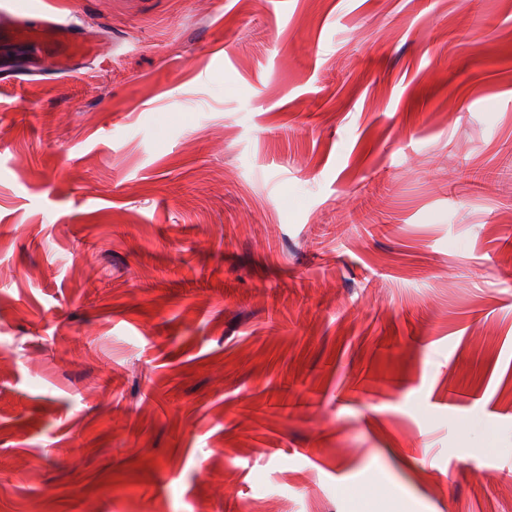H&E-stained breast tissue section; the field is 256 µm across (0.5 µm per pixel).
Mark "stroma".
I'll use <instances>...</instances> for the list:
<instances>
[{
  "label": "stroma",
  "instance_id": "obj_1",
  "mask_svg": "<svg viewBox=\"0 0 512 512\" xmlns=\"http://www.w3.org/2000/svg\"><path fill=\"white\" fill-rule=\"evenodd\" d=\"M0 29V512H512V0Z\"/></svg>",
  "mask_w": 512,
  "mask_h": 512
}]
</instances>
